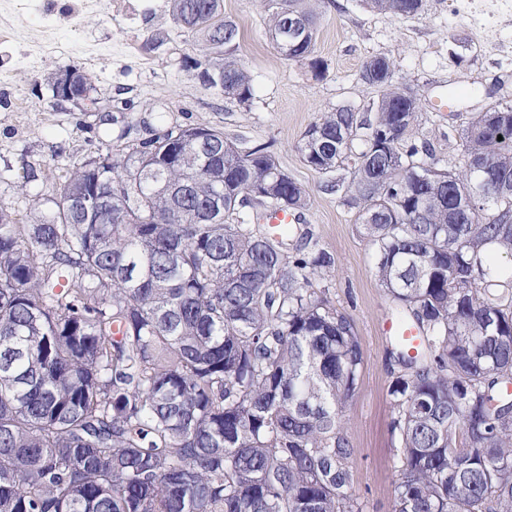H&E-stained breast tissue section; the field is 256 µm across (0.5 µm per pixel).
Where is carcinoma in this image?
<instances>
[{
	"mask_svg": "<svg viewBox=\"0 0 512 512\" xmlns=\"http://www.w3.org/2000/svg\"><path fill=\"white\" fill-rule=\"evenodd\" d=\"M173 19L225 48L218 89L253 98L223 0H172ZM267 35L304 0H268ZM412 16L422 0H366ZM392 83L373 116L327 112L299 152L333 174L374 248V272L417 331L391 340L389 394L401 441L392 512H512V195L463 209L467 167L448 169L411 138L417 113ZM464 157L512 180V105L472 117ZM360 150L354 151L353 143ZM184 151L183 164L170 161ZM52 207L23 224L0 204V512H364L342 424L363 351L351 320L313 281L335 256L289 255L243 209L302 210L306 189L263 145L169 128L122 158L72 165ZM223 215L207 219L216 192Z\"/></svg>",
	"mask_w": 512,
	"mask_h": 512,
	"instance_id": "cac0c4a2",
	"label": "carcinoma"
}]
</instances>
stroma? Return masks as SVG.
<instances>
[{
  "instance_id": "stroma-1",
  "label": "stroma",
  "mask_w": 512,
  "mask_h": 512,
  "mask_svg": "<svg viewBox=\"0 0 512 512\" xmlns=\"http://www.w3.org/2000/svg\"><path fill=\"white\" fill-rule=\"evenodd\" d=\"M70 0H29L14 20L12 41H0V202L52 195L69 164L103 150L114 155L155 137L167 126L223 131L248 149L267 146L280 167L309 193L300 232L334 254L336 266L314 287L352 322L364 359L358 389L343 413L358 450L354 488L364 512H391L400 443L391 432L389 386L397 371L387 357L384 323L394 303L373 274L374 248L362 235L342 195L327 191L328 175L306 166L297 146L305 129L325 112H363L381 94L364 82L370 59L392 64L394 85L419 103L416 139L428 141L434 159L463 164L461 130L475 113L512 104V0H425L418 14L396 17L365 0H316L317 34L310 59L291 62L264 34L266 0H224V16L239 28L238 57L252 78L254 96L243 104L203 85L194 63L205 47L174 21L171 0H131L122 20L113 0H92L91 10L68 18ZM50 42L65 55L28 65L24 54ZM73 68L93 75L101 112L53 103L50 81ZM23 97L27 111L15 109ZM447 98L448 108L436 107ZM32 181H24V174Z\"/></svg>"
}]
</instances>
